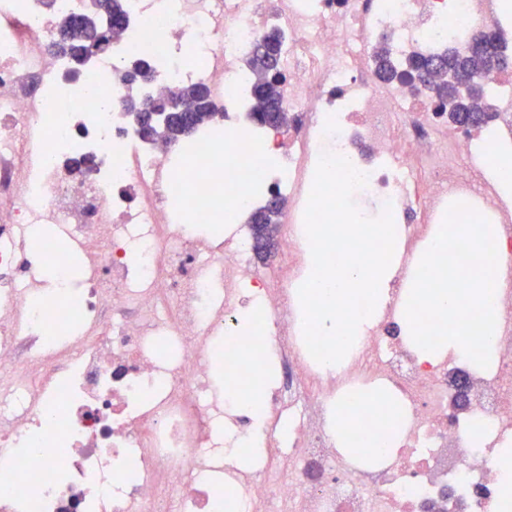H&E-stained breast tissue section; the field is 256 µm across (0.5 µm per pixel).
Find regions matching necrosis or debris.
<instances>
[{"label":"necrosis or debris","mask_w":512,"mask_h":512,"mask_svg":"<svg viewBox=\"0 0 512 512\" xmlns=\"http://www.w3.org/2000/svg\"><path fill=\"white\" fill-rule=\"evenodd\" d=\"M128 27L94 65L71 76L50 53L60 18L87 0H0V512H498L497 458L512 441V291L497 297L496 358L488 368L422 360L394 330L404 291L344 361L308 353L295 287L311 263L304 213L323 151L367 174L364 196L409 222L402 274L418 244L460 201L495 227L512 253V195L486 170L512 151V73L486 85L499 117L461 136L433 112L419 84L384 82L375 56L395 59L465 48L483 34L512 54V14L497 0H125ZM284 33L280 87L288 125L252 129L251 79L242 58L270 28ZM153 57L155 83H201L227 122L190 147L144 142L123 103L122 63ZM265 159L263 169L211 172L223 147ZM270 182L290 224L273 268L253 262L241 227L197 236L216 196L234 200ZM23 224L64 225L84 255L80 302L32 309L39 260L55 242L27 247ZM138 258H131V245ZM257 298L264 329L240 347L272 346L284 370L272 388L252 468L213 452L219 418L250 436L243 414L209 398L215 349L235 309ZM380 386L400 402L396 452H343L336 401Z\"/></svg>","instance_id":"necrosis-or-debris-1"}]
</instances>
